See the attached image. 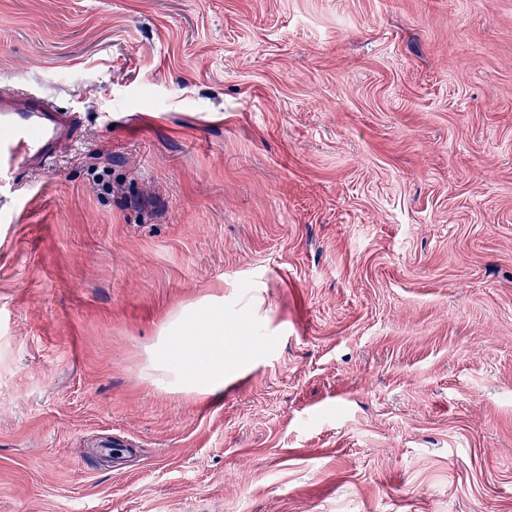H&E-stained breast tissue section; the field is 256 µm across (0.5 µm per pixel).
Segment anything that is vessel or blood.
I'll return each instance as SVG.
<instances>
[{"label":"vessel or blood","instance_id":"1","mask_svg":"<svg viewBox=\"0 0 512 512\" xmlns=\"http://www.w3.org/2000/svg\"><path fill=\"white\" fill-rule=\"evenodd\" d=\"M79 122L41 92L0 88V188L23 170L51 166L76 141Z\"/></svg>","mask_w":512,"mask_h":512}]
</instances>
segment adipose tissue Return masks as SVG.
<instances>
[{"mask_svg":"<svg viewBox=\"0 0 512 512\" xmlns=\"http://www.w3.org/2000/svg\"><path fill=\"white\" fill-rule=\"evenodd\" d=\"M192 325L198 339L183 344L175 364L185 386L193 392L211 394L223 390L226 373V353L248 357L250 351L242 346L235 335L225 332L224 317L213 312L210 306H201L194 318L177 315L170 323L171 328Z\"/></svg>","mask_w":512,"mask_h":512,"instance_id":"ef3b65f1","label":"adipose tissue"}]
</instances>
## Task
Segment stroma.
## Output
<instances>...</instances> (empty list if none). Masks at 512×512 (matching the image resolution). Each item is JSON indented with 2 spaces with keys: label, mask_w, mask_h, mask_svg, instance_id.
I'll list each match as a JSON object with an SVG mask.
<instances>
[{
  "label": "stroma",
  "mask_w": 512,
  "mask_h": 512,
  "mask_svg": "<svg viewBox=\"0 0 512 512\" xmlns=\"http://www.w3.org/2000/svg\"><path fill=\"white\" fill-rule=\"evenodd\" d=\"M1 83L0 512H512V0H0ZM79 122L41 92L0 88V188L21 170H45L77 141ZM186 324L193 326L195 335L203 336L199 341L184 343L177 355L175 372L180 375L185 386L192 392L202 394L216 393L224 388L226 372L224 365L225 351L228 350L239 358L250 355L251 349L245 348L235 336L224 331V315L212 311L209 305H202L198 316L191 320L185 314H179L170 322L167 333Z\"/></svg>",
  "instance_id": "obj_1"
}]
</instances>
